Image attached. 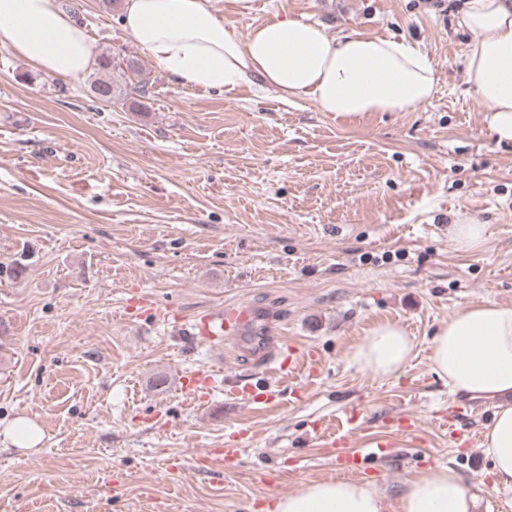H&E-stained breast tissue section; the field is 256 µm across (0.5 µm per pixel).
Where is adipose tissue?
<instances>
[{"mask_svg": "<svg viewBox=\"0 0 512 512\" xmlns=\"http://www.w3.org/2000/svg\"><path fill=\"white\" fill-rule=\"evenodd\" d=\"M121 29L176 83L224 90L242 84L283 98L309 97L320 111L412 112L437 91L426 54L405 41L324 27L283 16L236 38L211 0H125ZM459 29L473 33L464 68L498 143L512 142V0H464ZM0 46L43 75L73 78L95 62L87 30L59 0H0ZM416 348L399 325L371 329L351 351L353 366L375 376L403 372ZM430 364L452 391L494 401L481 446L496 482L512 485V305L478 302L437 330ZM474 497L447 466L423 471L396 500L373 484L333 479L274 497L266 512H472Z\"/></svg>", "mask_w": 512, "mask_h": 512, "instance_id": "ef3b65f1", "label": "adipose tissue"}]
</instances>
